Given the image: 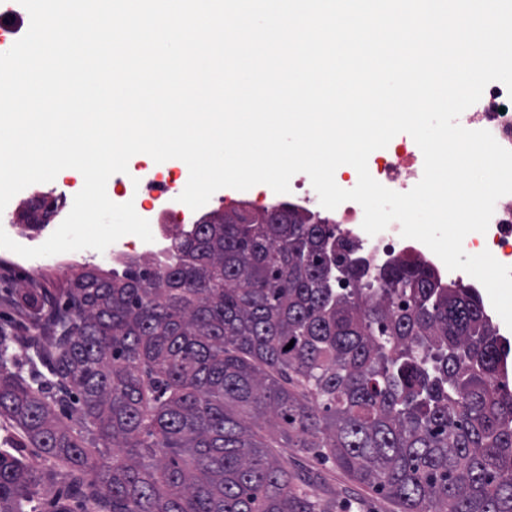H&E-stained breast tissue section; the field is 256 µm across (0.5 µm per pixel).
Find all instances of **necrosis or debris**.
<instances>
[{
	"label": "necrosis or debris",
	"instance_id": "obj_1",
	"mask_svg": "<svg viewBox=\"0 0 512 512\" xmlns=\"http://www.w3.org/2000/svg\"><path fill=\"white\" fill-rule=\"evenodd\" d=\"M458 122L469 130L489 131L502 147L512 150V93L504 84L491 85L485 92L482 108L462 113ZM422 175L423 167L417 157L404 150L393 153L378 169L376 178L393 184L397 192L405 193L421 180ZM335 215L336 226L358 242V254L370 268H377L398 257H409L424 263L439 280L451 278L474 289L480 286L478 280L464 271H449L419 241L402 237L396 229L367 234L362 228L364 212L357 202H343L336 208ZM463 246L470 254L490 251L500 263L512 266V194L498 199L487 231L468 234Z\"/></svg>",
	"mask_w": 512,
	"mask_h": 512
}]
</instances>
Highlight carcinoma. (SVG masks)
<instances>
[{"label": "carcinoma", "instance_id": "carcinoma-1", "mask_svg": "<svg viewBox=\"0 0 512 512\" xmlns=\"http://www.w3.org/2000/svg\"><path fill=\"white\" fill-rule=\"evenodd\" d=\"M354 250L284 202L212 211L151 264L14 289L44 370L23 376L0 327V417L69 469L52 512H330L274 446L402 512H512V391L480 296ZM39 485L0 447V512H37Z\"/></svg>", "mask_w": 512, "mask_h": 512}]
</instances>
